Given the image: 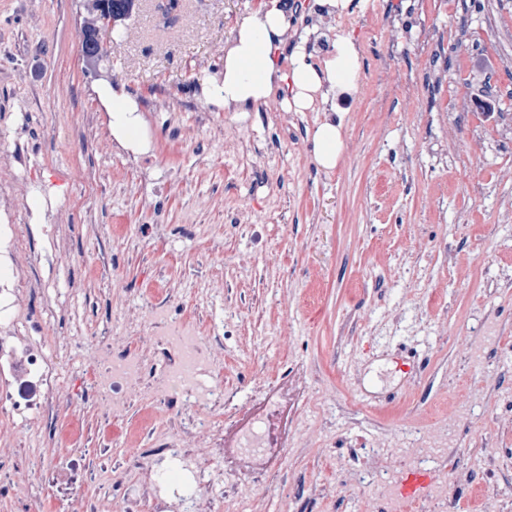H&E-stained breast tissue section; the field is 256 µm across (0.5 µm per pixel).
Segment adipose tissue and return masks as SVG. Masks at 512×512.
Here are the masks:
<instances>
[{"label":"adipose tissue","instance_id":"ef3b65f1","mask_svg":"<svg viewBox=\"0 0 512 512\" xmlns=\"http://www.w3.org/2000/svg\"><path fill=\"white\" fill-rule=\"evenodd\" d=\"M288 16L279 5L238 20L231 42L224 49L222 77L211 82L206 95L227 112H240L280 91L292 112L313 109L315 104H331L338 85L352 82L360 68V53L351 37H337L332 56L314 62L307 40H300L289 67H281L277 53L288 32ZM108 101L112 112V133L123 144L138 140L142 118L140 107L125 92L113 91ZM315 163L334 169L341 158L344 142L342 125L328 120L312 135Z\"/></svg>","mask_w":512,"mask_h":512}]
</instances>
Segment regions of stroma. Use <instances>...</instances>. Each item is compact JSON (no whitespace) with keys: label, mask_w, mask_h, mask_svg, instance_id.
Returning <instances> with one entry per match:
<instances>
[{"label":"stroma","mask_w":512,"mask_h":512,"mask_svg":"<svg viewBox=\"0 0 512 512\" xmlns=\"http://www.w3.org/2000/svg\"><path fill=\"white\" fill-rule=\"evenodd\" d=\"M263 3L179 0L165 16L140 0L125 40L102 37V58L89 61L92 0H0V197L16 215L0 223V289L24 291L20 323L41 315L35 342L61 396L47 422L0 447L13 449L15 465H56L71 451L57 433L73 415L84 447L97 445L92 345L118 336L142 354L131 316L158 289L219 354V381L236 403L288 373L307 379L278 489L237 480L196 444L223 512H369L384 464L372 443L429 424L467 392L478 404L458 447L431 469L454 512H481L477 484L511 506L512 0L300 8L283 56L305 35L320 60L338 34H352L353 89L332 110L291 112L275 92L223 111L203 84L223 70L237 20ZM110 86L140 105L149 148L137 162L113 146ZM336 111L345 148L328 171L313 160L311 136ZM244 125L254 142L236 138ZM17 139L50 200L13 181L7 152ZM487 324L497 344L485 363L469 362L463 350L482 344ZM402 347L421 365L410 378L392 361ZM145 357L147 374L159 375L163 354ZM155 398L135 390L112 439L108 461L124 473L113 502L138 477L136 449L192 430L182 401ZM488 436L499 450L492 470Z\"/></svg>","instance_id":"stroma-1"}]
</instances>
